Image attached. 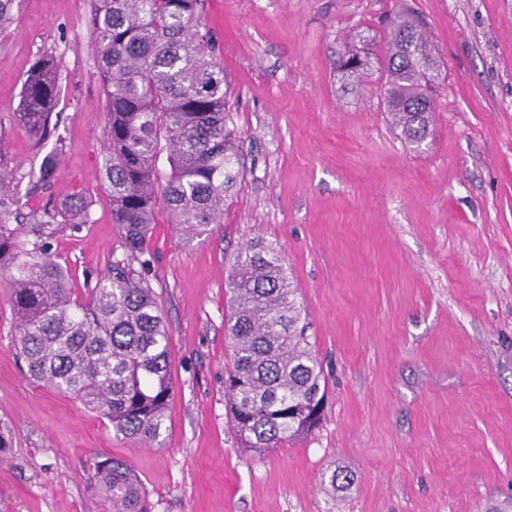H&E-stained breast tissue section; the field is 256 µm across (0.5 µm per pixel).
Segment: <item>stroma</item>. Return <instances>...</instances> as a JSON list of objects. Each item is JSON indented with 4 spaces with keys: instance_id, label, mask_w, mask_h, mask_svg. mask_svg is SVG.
<instances>
[{
    "instance_id": "1",
    "label": "stroma",
    "mask_w": 512,
    "mask_h": 512,
    "mask_svg": "<svg viewBox=\"0 0 512 512\" xmlns=\"http://www.w3.org/2000/svg\"><path fill=\"white\" fill-rule=\"evenodd\" d=\"M91 0H19L0 29V152L21 212L88 207L52 251L78 295L119 254L101 179L106 112ZM424 19L443 75L430 137L401 138L374 77L343 46L382 53L395 11ZM229 83L241 175L224 220L186 240L158 214L147 279L170 334L174 395L157 447L117 437L32 380L0 292V512H113L93 478L128 461L152 512H485L512 500V0H206ZM61 60L58 134L14 114L32 63ZM61 150L55 180L33 181ZM277 246L327 378L319 429L256 452L224 396L225 279L253 238ZM347 472L349 489L322 476Z\"/></svg>"
}]
</instances>
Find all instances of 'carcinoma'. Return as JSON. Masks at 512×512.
I'll list each match as a JSON object with an SVG mask.
<instances>
[{
  "label": "carcinoma",
  "instance_id": "obj_1",
  "mask_svg": "<svg viewBox=\"0 0 512 512\" xmlns=\"http://www.w3.org/2000/svg\"><path fill=\"white\" fill-rule=\"evenodd\" d=\"M89 29L104 82L103 175L122 254L76 295L68 268L51 251L56 230L80 231L87 210L77 197L9 224L19 199L7 195L11 159L0 152V283L15 323V348L29 377L71 395L113 432L154 446L166 430L174 394L170 338L145 278L158 209L192 236L212 234L240 174L229 126L228 85L201 30L203 0H92ZM382 89L392 125L415 145L433 121L436 62L423 22L389 23ZM339 70L361 72L356 53ZM60 61L39 58L22 85L17 123L40 144L59 96ZM166 154L168 170L158 162ZM56 152L30 177L52 181ZM230 314L224 335L233 360L224 391L237 438L269 450L312 433L324 416L322 363L304 336L303 304L279 250L258 237L237 252L226 278ZM94 481L115 512H151L142 483L123 459L100 455Z\"/></svg>",
  "mask_w": 512,
  "mask_h": 512
}]
</instances>
